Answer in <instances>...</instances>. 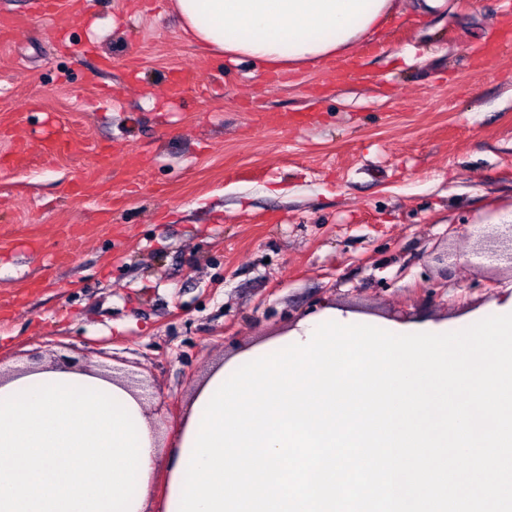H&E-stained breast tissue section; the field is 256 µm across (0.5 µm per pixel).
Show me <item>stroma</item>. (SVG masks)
Returning <instances> with one entry per match:
<instances>
[{
  "mask_svg": "<svg viewBox=\"0 0 512 512\" xmlns=\"http://www.w3.org/2000/svg\"><path fill=\"white\" fill-rule=\"evenodd\" d=\"M40 3L0 0L30 19L0 44V155L59 129L73 151L0 165L1 369L133 373L167 453L214 363L324 307L454 328L512 292L435 259L512 213V47L482 55L504 0H400L345 81L203 52L173 0ZM177 68L200 80L171 98Z\"/></svg>",
  "mask_w": 512,
  "mask_h": 512,
  "instance_id": "35a3bbf8",
  "label": "stroma"
}]
</instances>
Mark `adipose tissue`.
<instances>
[{
    "label": "adipose tissue",
    "mask_w": 512,
    "mask_h": 512,
    "mask_svg": "<svg viewBox=\"0 0 512 512\" xmlns=\"http://www.w3.org/2000/svg\"><path fill=\"white\" fill-rule=\"evenodd\" d=\"M184 33L210 52L248 56L275 72L349 52L376 32L394 0H175ZM197 384L160 470L161 445L137 389L99 371L42 364L0 377V512H147L157 475L174 512L185 446L213 381Z\"/></svg>",
    "instance_id": "adipose-tissue-1"
}]
</instances>
